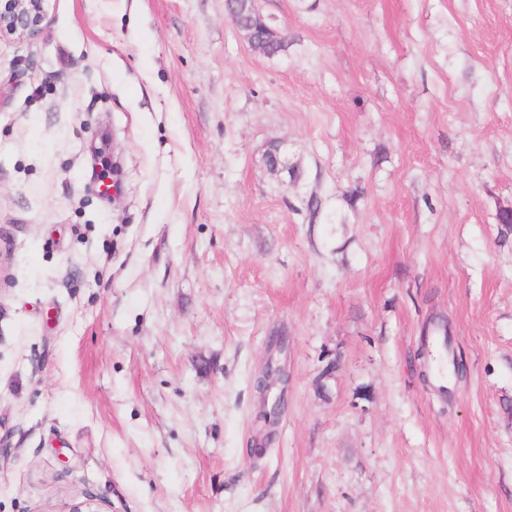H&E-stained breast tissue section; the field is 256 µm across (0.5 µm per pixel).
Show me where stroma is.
<instances>
[{
  "label": "stroma",
  "instance_id": "stroma-1",
  "mask_svg": "<svg viewBox=\"0 0 512 512\" xmlns=\"http://www.w3.org/2000/svg\"><path fill=\"white\" fill-rule=\"evenodd\" d=\"M256 8L0 38V512H512V0ZM236 3L237 2L235 0H226L225 1L226 10L228 12V15H229L231 21L234 23V25L245 34L250 46L253 48L255 45L253 36H254V32L256 30H271L273 32L274 36L278 40L283 42V45L272 44L268 34L264 31H261V32H258L255 37L257 46L259 48L269 49V53H274L275 51L282 50V47L286 45V37L273 31L271 28H269L266 25V23L261 19L257 10L255 9V5H254L255 1H253V0L250 1L252 8L250 9L249 15L245 18H242L240 16L237 6H236Z\"/></svg>",
  "mask_w": 512,
  "mask_h": 512
}]
</instances>
